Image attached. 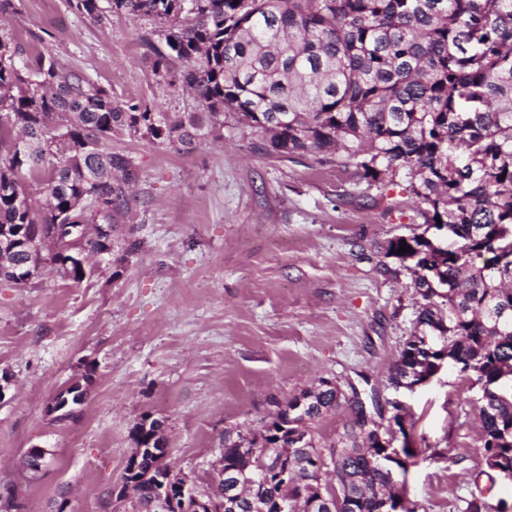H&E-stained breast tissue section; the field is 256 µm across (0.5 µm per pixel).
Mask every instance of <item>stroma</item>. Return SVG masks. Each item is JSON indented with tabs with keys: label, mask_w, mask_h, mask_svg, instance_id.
Returning <instances> with one entry per match:
<instances>
[{
	"label": "stroma",
	"mask_w": 512,
	"mask_h": 512,
	"mask_svg": "<svg viewBox=\"0 0 512 512\" xmlns=\"http://www.w3.org/2000/svg\"><path fill=\"white\" fill-rule=\"evenodd\" d=\"M15 2L0 33L30 52L48 36L60 61L122 104L199 111L176 77L185 62L153 72L165 42L152 20L121 12L96 25L68 0ZM263 140L230 117L184 144L114 136L138 180L113 240L139 251L122 264L98 257L79 282L46 272L0 283V496L21 512H113L130 431L147 414L164 423L174 472L207 493L225 432H260L276 402L322 378L375 392L383 418L406 408L418 450L409 512H466L482 491L512 505V482L484 472L472 375L446 362L414 391L389 384L421 303L409 271H383L397 264L384 242L424 230L404 177L371 186L311 155L268 153ZM87 373L81 416L53 421L52 398Z\"/></svg>",
	"instance_id": "1"
}]
</instances>
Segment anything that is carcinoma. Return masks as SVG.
I'll use <instances>...</instances> for the list:
<instances>
[{
  "mask_svg": "<svg viewBox=\"0 0 512 512\" xmlns=\"http://www.w3.org/2000/svg\"><path fill=\"white\" fill-rule=\"evenodd\" d=\"M94 24L112 12L153 18L167 28L168 51L155 50V73L175 59L203 111L188 122L131 105L50 50L32 56L0 36V230L18 224H117L137 174L130 157L112 151V136L142 133L172 145L189 129L223 127L232 115L267 136L268 150L288 157L320 154L375 184L403 173L426 208V228L448 225V249L426 233L383 246L414 276L424 300L417 334L393 364L396 387L412 370L434 375L446 359L480 385L483 459L488 472L512 471V0H69ZM40 186L42 199L32 196ZM411 251L401 254V245ZM53 261L69 259V237L52 243ZM488 256L479 266L476 260ZM443 337L428 352L419 336ZM55 421L82 413L62 407ZM349 407L356 420L340 443L324 449L335 466L323 473L304 462L318 452L313 425ZM270 428L251 438L224 436L225 467L259 483L266 512L277 505L308 512L331 476L342 496L336 512H388L394 497L362 397L321 378L277 405ZM307 437L295 448L293 435ZM135 445L165 441L163 424L142 418ZM281 449L294 477L274 482L238 449ZM138 512H154L153 477L140 474Z\"/></svg>",
  "mask_w": 512,
  "mask_h": 512,
  "instance_id": "carcinoma-1",
  "label": "carcinoma"
}]
</instances>
